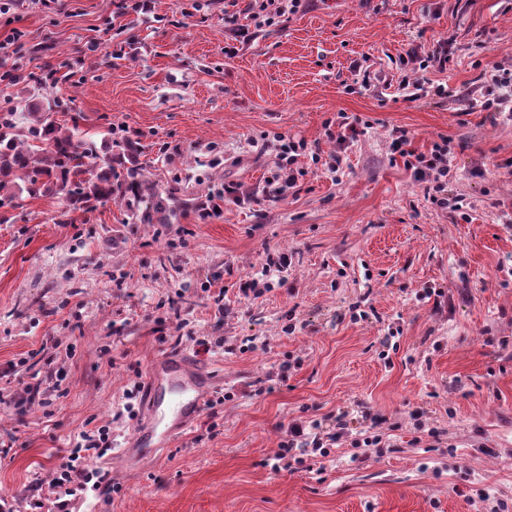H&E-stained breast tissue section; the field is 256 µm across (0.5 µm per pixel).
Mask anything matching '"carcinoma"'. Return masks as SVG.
Here are the masks:
<instances>
[{
	"label": "carcinoma",
	"instance_id": "cac0c4a2",
	"mask_svg": "<svg viewBox=\"0 0 512 512\" xmlns=\"http://www.w3.org/2000/svg\"><path fill=\"white\" fill-rule=\"evenodd\" d=\"M19 101L0 107V209L30 198L62 196L66 208L89 214L109 201L124 204L134 224H170L193 211L201 218L219 208L218 193L184 195L176 187L161 189L139 161L140 138L116 134L96 141L83 135L77 118H56L72 111V99L47 94L57 83V68L48 60L38 74L27 76Z\"/></svg>",
	"mask_w": 512,
	"mask_h": 512
}]
</instances>
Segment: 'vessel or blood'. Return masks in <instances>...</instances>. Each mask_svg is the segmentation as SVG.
Returning a JSON list of instances; mask_svg holds the SVG:
<instances>
[{
    "mask_svg": "<svg viewBox=\"0 0 512 512\" xmlns=\"http://www.w3.org/2000/svg\"><path fill=\"white\" fill-rule=\"evenodd\" d=\"M147 388L149 424L129 439L124 450L128 458L173 439L197 421L210 398L209 377L192 369L182 354L162 356L149 373Z\"/></svg>",
    "mask_w": 512,
    "mask_h": 512,
    "instance_id": "1",
    "label": "vessel or blood"
}]
</instances>
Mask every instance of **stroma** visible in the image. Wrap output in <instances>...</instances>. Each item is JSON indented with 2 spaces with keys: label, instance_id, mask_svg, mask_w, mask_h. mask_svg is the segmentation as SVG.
Returning a JSON list of instances; mask_svg holds the SVG:
<instances>
[{
  "label": "stroma",
  "instance_id": "obj_1",
  "mask_svg": "<svg viewBox=\"0 0 512 512\" xmlns=\"http://www.w3.org/2000/svg\"><path fill=\"white\" fill-rule=\"evenodd\" d=\"M24 31L0 73L59 65L55 95L82 129L143 135L140 161L159 186H227L207 220L133 224L109 202L60 221L61 197L24 198L0 223V501L31 512L78 435L111 422L99 459L112 492L75 512H492L512 507V120L479 107L481 75L512 69V0H305L288 20L250 30L237 56L224 0H152L146 16L114 0H16L0 42ZM455 35L448 93L410 102L400 59ZM125 44L113 58V37ZM368 58L371 89L351 63ZM368 122L339 177L309 169L294 194L267 196L275 149L248 138L297 136L335 147L325 124ZM451 146L448 194L424 197L393 153ZM288 268L266 277L267 255ZM255 280L260 293L241 299ZM224 295L216 314L211 297ZM177 300L180 317L166 308ZM361 306L366 319L352 321ZM221 344H213V337ZM211 340L210 349L200 340ZM180 352L211 374L222 404L169 447L126 461L148 420L122 417L125 392L158 357ZM51 406L18 412L34 382ZM349 433L327 458L272 465L289 424ZM383 454L351 445L367 430Z\"/></svg>",
  "mask_w": 512,
  "mask_h": 512
}]
</instances>
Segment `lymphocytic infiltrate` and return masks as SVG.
<instances>
[{
    "mask_svg": "<svg viewBox=\"0 0 512 512\" xmlns=\"http://www.w3.org/2000/svg\"><path fill=\"white\" fill-rule=\"evenodd\" d=\"M303 0H248L242 15H228L227 20L236 24L240 37H247L250 28H263L274 25L276 19L296 12ZM454 38L448 37L437 41L430 50L410 49L402 58V65L411 66L418 72V79L413 80L408 99H417L425 85L421 72L438 69L446 70L454 48ZM339 133L335 136L336 147L329 153H322L317 145L297 137L281 138L276 154L275 172L270 181L272 194L279 199L287 198L291 189L297 185L299 172L296 163L299 157H310L313 163L322 165L325 173L338 175L343 170V152L350 141L356 140L360 129L356 123L339 121ZM392 147L403 160L405 169L411 170L416 181L424 186L425 196L433 204L441 207L462 209L461 199L448 196V177L451 172L449 154L451 152L448 138H441L433 143L429 152L418 153L410 147L412 134L404 128L391 132ZM317 421L294 423L289 425L287 437L281 441L276 454L277 466L288 469V459L292 454H314L328 457L338 438L348 432L344 418H337L333 433L321 438L317 435ZM112 448V427L104 423L94 429L82 432L72 448L67 449L63 462L54 469L49 479V493L32 500L33 508L49 507L50 512H72L80 496L98 491L104 481L100 469L94 467L93 459L104 456Z\"/></svg>",
    "mask_w": 512,
    "mask_h": 512,
    "instance_id": "1",
    "label": "lymphocytic infiltrate"
}]
</instances>
